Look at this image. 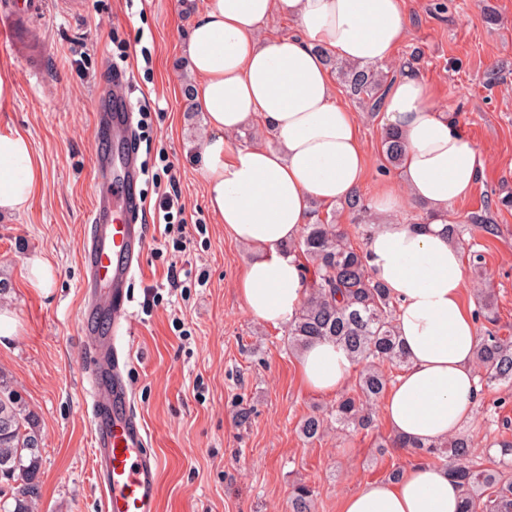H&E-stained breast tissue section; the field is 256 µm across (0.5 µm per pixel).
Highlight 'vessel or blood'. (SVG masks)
Instances as JSON below:
<instances>
[{"label": "vessel or blood", "mask_w": 512, "mask_h": 512, "mask_svg": "<svg viewBox=\"0 0 512 512\" xmlns=\"http://www.w3.org/2000/svg\"><path fill=\"white\" fill-rule=\"evenodd\" d=\"M46 0H9L0 11V42L20 47L24 30ZM128 82L113 71L97 85L112 95L98 113L96 179L81 262L87 304L81 332L89 375L94 477L102 512H159V464L135 413V395L120 367L118 345L129 331V287L147 246L144 204L137 192L142 170L133 144Z\"/></svg>", "instance_id": "vessel-or-blood-1"}]
</instances>
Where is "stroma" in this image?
<instances>
[{
  "label": "stroma",
  "mask_w": 512,
  "mask_h": 512,
  "mask_svg": "<svg viewBox=\"0 0 512 512\" xmlns=\"http://www.w3.org/2000/svg\"><path fill=\"white\" fill-rule=\"evenodd\" d=\"M408 34L388 64L390 78L412 68L446 105L485 164L465 199L448 216L464 225L463 255L483 254L482 269L467 267L466 303L482 319L477 293L489 279L499 335L512 336V0H402ZM204 0H48L30 21L28 40L43 51L44 75L28 58L0 46V76L15 86L0 103V130L26 135L44 178L30 206L0 216V311L16 332L0 337V375L36 417L42 437L33 512H101L93 476L84 343L80 332L84 271L80 260L93 200L98 140L96 84L119 48L134 88L146 105L143 164L161 171L165 151L186 203L190 231L185 252L166 246L157 215H148V244L133 283L128 375L138 415L160 461V512H290L295 483L314 491L313 512H337L342 494L387 479L415 455L397 449L382 415L367 430H328L310 442L299 431L308 416L337 397L307 389L286 326L247 313L236 292L249 257L217 224L207 206L197 165L203 112L184 91L195 81L186 53L189 29ZM497 13L485 20V8ZM367 170L359 188L372 201L387 169L381 151L383 119H361ZM489 210L499 233L468 226ZM49 261V288L32 287L33 259ZM185 275L170 287L169 267ZM467 435L476 461L512 441V385L483 388Z\"/></svg>",
  "instance_id": "stroma-1"
}]
</instances>
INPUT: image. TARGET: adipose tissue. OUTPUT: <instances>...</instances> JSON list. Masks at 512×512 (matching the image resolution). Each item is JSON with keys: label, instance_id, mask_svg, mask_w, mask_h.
I'll return each instance as SVG.
<instances>
[{"label": "adipose tissue", "instance_id": "adipose-tissue-1", "mask_svg": "<svg viewBox=\"0 0 512 512\" xmlns=\"http://www.w3.org/2000/svg\"><path fill=\"white\" fill-rule=\"evenodd\" d=\"M274 15L293 21L295 33L263 35ZM407 33L401 0H206L196 16L187 53L207 126L200 170L217 222L251 251L238 292L253 317L279 326L298 313L307 284L286 246L309 223L312 202H344L363 179L358 118L336 100L330 59L387 62ZM383 112L404 156L399 185L375 193L365 253L370 275L396 302L407 364L381 412L394 436L438 443L467 429L480 391L465 265L446 224L450 206L470 193L482 152L414 76L390 85ZM254 120L268 141L228 151L227 136ZM42 178L28 138L0 131V212L26 210ZM406 198L426 206V223L400 218ZM351 368L329 342L310 345L300 359L303 383L321 393L340 390ZM461 499L447 470L417 461L398 479L344 494L339 512H458Z\"/></svg>", "mask_w": 512, "mask_h": 512}]
</instances>
